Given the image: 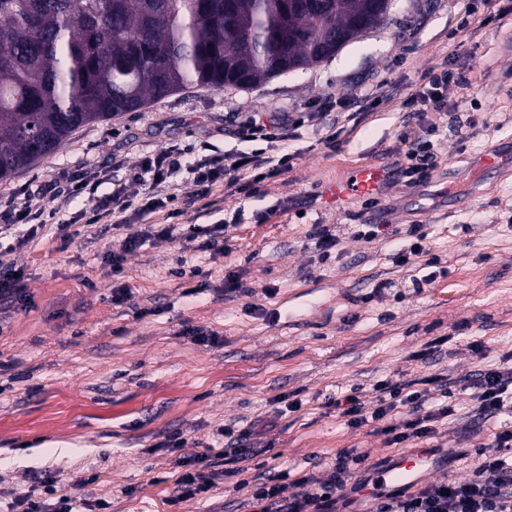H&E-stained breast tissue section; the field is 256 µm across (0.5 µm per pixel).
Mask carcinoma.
<instances>
[{
	"label": "carcinoma",
	"mask_w": 512,
	"mask_h": 512,
	"mask_svg": "<svg viewBox=\"0 0 512 512\" xmlns=\"http://www.w3.org/2000/svg\"><path fill=\"white\" fill-rule=\"evenodd\" d=\"M388 0H0V180L78 128L189 86L221 90L323 63Z\"/></svg>",
	"instance_id": "1"
}]
</instances>
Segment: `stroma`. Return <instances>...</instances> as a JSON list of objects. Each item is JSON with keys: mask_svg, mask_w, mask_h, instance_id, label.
<instances>
[{"mask_svg": "<svg viewBox=\"0 0 512 512\" xmlns=\"http://www.w3.org/2000/svg\"><path fill=\"white\" fill-rule=\"evenodd\" d=\"M448 65L463 84L449 85L444 108L428 122L441 126L434 175L469 197L451 209L427 196L426 185L396 176L415 127L399 99L371 104L336 149L316 128L300 130L292 168L267 180L254 198L217 195L215 205L186 208L182 224H217L242 211L226 232L224 251L186 241L145 239L162 214L109 232L98 225L62 226L60 200L41 192L91 176L96 198L112 191V161L140 164L173 147L195 156L224 147V119L257 112L352 111L364 86L390 85L402 95L430 70ZM470 125L457 139L453 128ZM512 138V0H397L390 19L343 47L331 60L251 89L190 88L137 112L86 125L56 152L7 181L0 203L26 205L44 236L13 254L22 291L0 299V493L35 489L37 477L61 480L77 502L110 501V512H249L240 475L216 479L208 494L169 506L180 454L226 447L220 431L243 428L273 401L301 399L254 444L264 470L288 466L324 480L340 449L358 446L369 474L400 448L368 429L347 427L324 398L376 380H422L446 372L475 375L490 357L512 353V175L475 183L472 159ZM371 162L390 176L374 206L355 200L325 210L324 184ZM384 216L392 228L424 225L438 278L414 290L417 266H398L391 240L355 238V225ZM321 224L342 240L339 257L319 262L309 233ZM142 244L128 250L132 238ZM124 255L114 275L108 254ZM238 275L253 296L224 291ZM391 287L380 296L378 282ZM123 285L128 300L112 301ZM263 306L266 316L251 313ZM214 333L215 342L183 335L185 327ZM448 342L441 355L418 358L432 338ZM458 416L439 426L430 444L458 450L442 480L468 477L471 446L488 437L467 396L454 394ZM181 433L184 450L167 447Z\"/></svg>", "mask_w": 512, "mask_h": 512, "instance_id": "1", "label": "stroma"}]
</instances>
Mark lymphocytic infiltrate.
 Here are the masks:
<instances>
[{"label": "lymphocytic infiltrate", "instance_id": "f902f5d3", "mask_svg": "<svg viewBox=\"0 0 512 512\" xmlns=\"http://www.w3.org/2000/svg\"><path fill=\"white\" fill-rule=\"evenodd\" d=\"M354 112H340L327 117L323 112H274L267 118L246 117L234 127L226 129L228 138L253 143L250 151L230 149L203 161L186 160L183 149H173L156 157L145 159L134 180H146L147 186L139 199L132 201L125 183L112 184L108 202L87 198L78 218L87 224L108 220L113 225L125 223L129 209L149 215L168 208L177 198L174 176L195 189V196L205 199L215 188H223L225 195H252L259 191L265 180L278 177L293 166L294 155L288 150L289 141L295 140L301 127L307 124L321 126L322 142L333 149L341 130L357 123ZM435 125L420 127L405 154L403 177L410 182L422 181L434 158L432 142ZM227 227L223 224H154L150 234L160 241H173L182 237L200 240L205 251H223L222 237ZM475 353L484 366L474 383L437 374L428 380L427 387H415L413 382L379 380L364 389L356 387L337 397L327 398L326 407L335 408L349 428H373L385 435L388 443L400 445L423 442L437 433L444 420L455 416L456 407L448 403L451 388L471 394L472 412L485 426L494 454L478 453V464L472 476L459 482H436L409 493L401 489L371 490L368 480L355 476L354 468L365 460L357 448L341 449L330 479L318 481L307 474L284 469L274 474L256 473L250 479L251 512H342L349 507L350 493H366L374 503L373 512H512V424L499 423L502 413L512 414V354L489 361L482 345H475ZM180 473L177 491L170 505L208 493L215 485V473L207 455H187L178 461ZM294 493L282 499L284 486Z\"/></svg>", "mask_w": 512, "mask_h": 512}]
</instances>
